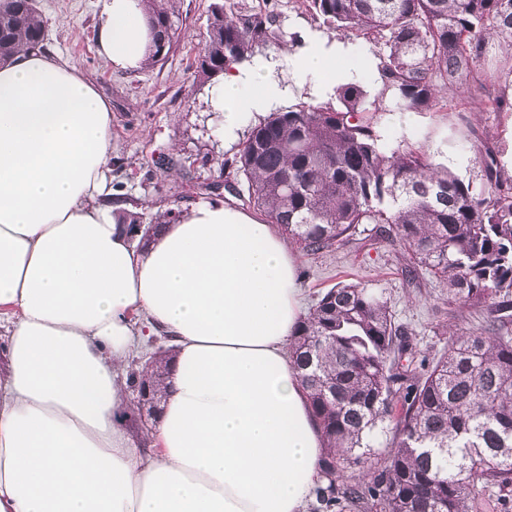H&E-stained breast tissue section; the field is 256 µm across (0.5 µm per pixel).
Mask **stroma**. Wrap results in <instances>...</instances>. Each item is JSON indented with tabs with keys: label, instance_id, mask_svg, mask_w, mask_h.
<instances>
[{
	"label": "stroma",
	"instance_id": "obj_1",
	"mask_svg": "<svg viewBox=\"0 0 512 512\" xmlns=\"http://www.w3.org/2000/svg\"><path fill=\"white\" fill-rule=\"evenodd\" d=\"M213 0H177L178 39L167 60L147 69L119 70L99 52L96 25L99 0H40L47 48L67 57L112 104V148L119 165L112 185L122 202L143 213L185 210L202 201L240 205L225 188L224 160L233 158L249 128L261 121L252 114L235 138L224 136V115L208 111V85L196 83V60L206 35ZM277 26L301 42L334 46V33L316 27L293 0H271ZM477 127L498 155L512 151V112H474L461 105L448 112L376 113L374 127L382 143H407L442 163L464 181H479L480 159L466 142L468 127ZM218 181L220 191H207ZM297 261L304 303L340 281H361L385 288L397 318L412 330L419 349L442 348L445 331H460L464 318L453 317L458 303L446 288L405 279L400 249L386 239L363 233L332 252Z\"/></svg>",
	"mask_w": 512,
	"mask_h": 512
}]
</instances>
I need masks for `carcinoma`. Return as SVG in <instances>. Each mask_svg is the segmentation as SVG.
<instances>
[{
    "label": "carcinoma",
    "instance_id": "1",
    "mask_svg": "<svg viewBox=\"0 0 512 512\" xmlns=\"http://www.w3.org/2000/svg\"><path fill=\"white\" fill-rule=\"evenodd\" d=\"M300 2L326 30L379 48L390 107L444 111L463 91L475 110L512 111L483 79L490 38L512 57V0ZM168 3L148 9L170 51ZM44 40L37 0H0V61ZM283 43L267 7L216 0L195 77ZM336 93L335 107L299 102L250 129L233 162L247 202L309 255L372 225L404 249L405 274L446 286L479 323L421 358L385 289L338 282L318 294L290 343L328 448L310 512H512V178L489 147L479 187L407 144L388 149L370 116L380 102L356 82ZM172 354L129 375L155 415Z\"/></svg>",
    "mask_w": 512,
    "mask_h": 512
}]
</instances>
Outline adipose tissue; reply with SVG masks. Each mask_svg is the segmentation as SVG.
Listing matches in <instances>:
<instances>
[{
  "label": "adipose tissue",
  "instance_id": "obj_1",
  "mask_svg": "<svg viewBox=\"0 0 512 512\" xmlns=\"http://www.w3.org/2000/svg\"><path fill=\"white\" fill-rule=\"evenodd\" d=\"M97 44L139 66L142 0H99ZM343 48L288 57L295 83L339 81ZM266 59L210 92L234 137L287 89ZM112 105L50 49L0 63V512H304L326 448L288 344L304 316L276 225L202 202L137 248L107 187ZM175 344L156 426L125 413L126 364Z\"/></svg>",
  "mask_w": 512,
  "mask_h": 512
}]
</instances>
